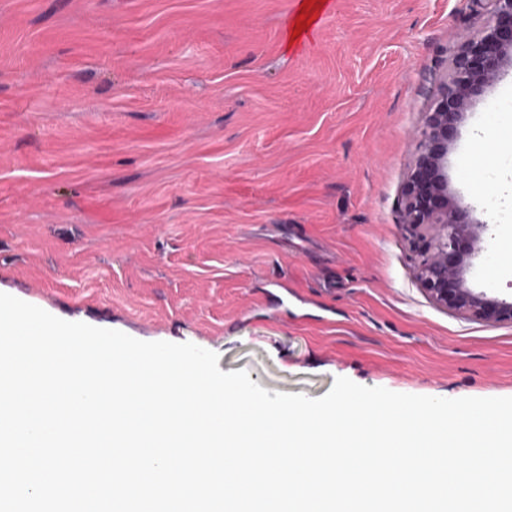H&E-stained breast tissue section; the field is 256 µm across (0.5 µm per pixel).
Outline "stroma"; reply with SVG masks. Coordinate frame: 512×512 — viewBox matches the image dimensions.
<instances>
[{
    "label": "stroma",
    "mask_w": 512,
    "mask_h": 512,
    "mask_svg": "<svg viewBox=\"0 0 512 512\" xmlns=\"http://www.w3.org/2000/svg\"><path fill=\"white\" fill-rule=\"evenodd\" d=\"M0 0V292L192 343L269 392L335 378L512 397V323L434 305L402 228L423 114L469 0ZM512 53L465 109L448 190L491 227L469 287L512 300Z\"/></svg>",
    "instance_id": "stroma-1"
}]
</instances>
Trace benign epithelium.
Here are the masks:
<instances>
[{"mask_svg": "<svg viewBox=\"0 0 512 512\" xmlns=\"http://www.w3.org/2000/svg\"><path fill=\"white\" fill-rule=\"evenodd\" d=\"M487 22L465 30L439 92L423 113L419 146L402 186L403 226L417 257V278L437 306L486 324L512 323V301L467 286L466 272L481 252L488 224H473L448 194V149L465 107L495 80L512 50V0H472Z\"/></svg>", "mask_w": 512, "mask_h": 512, "instance_id": "benign-epithelium-1", "label": "benign epithelium"}]
</instances>
